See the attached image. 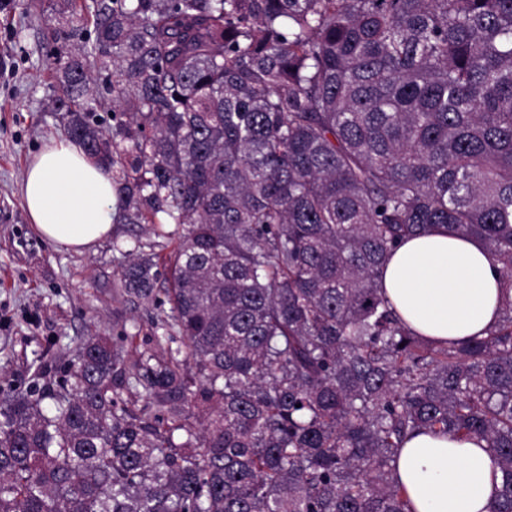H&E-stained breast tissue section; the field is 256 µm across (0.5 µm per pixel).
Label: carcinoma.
<instances>
[{
	"label": "carcinoma",
	"mask_w": 512,
	"mask_h": 512,
	"mask_svg": "<svg viewBox=\"0 0 512 512\" xmlns=\"http://www.w3.org/2000/svg\"><path fill=\"white\" fill-rule=\"evenodd\" d=\"M1 7L44 17L51 111L170 240L120 276L178 347L95 334L0 400V512H412L395 463L420 432L485 440L512 512V299L441 346L379 284L443 229L512 290V0Z\"/></svg>",
	"instance_id": "carcinoma-1"
}]
</instances>
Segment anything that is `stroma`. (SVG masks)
<instances>
[{
	"instance_id": "obj_1",
	"label": "stroma",
	"mask_w": 512,
	"mask_h": 512,
	"mask_svg": "<svg viewBox=\"0 0 512 512\" xmlns=\"http://www.w3.org/2000/svg\"><path fill=\"white\" fill-rule=\"evenodd\" d=\"M38 15L0 11V388L25 390L37 368L59 367L91 334L131 337L156 346L159 309L120 296L118 271L142 225L113 223L112 234L78 253L44 240L29 223L22 197L29 158L65 136L47 108L52 80L49 49Z\"/></svg>"
}]
</instances>
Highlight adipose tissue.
<instances>
[{
  "label": "adipose tissue",
  "mask_w": 512,
  "mask_h": 512,
  "mask_svg": "<svg viewBox=\"0 0 512 512\" xmlns=\"http://www.w3.org/2000/svg\"><path fill=\"white\" fill-rule=\"evenodd\" d=\"M22 196L44 239L84 252L112 231V173L72 140L45 143L27 164ZM380 284L415 334L440 345L486 335L504 301L500 266L466 235L436 231L405 240L388 257ZM397 473L416 512H488L501 474L483 440L420 433Z\"/></svg>",
  "instance_id": "ef3b65f1"
}]
</instances>
